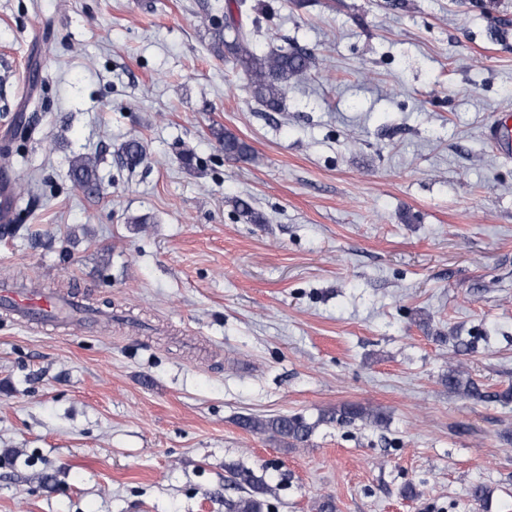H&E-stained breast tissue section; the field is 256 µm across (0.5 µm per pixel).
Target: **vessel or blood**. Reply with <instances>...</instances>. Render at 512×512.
<instances>
[{"instance_id":"obj_1","label":"vessel or blood","mask_w":512,"mask_h":512,"mask_svg":"<svg viewBox=\"0 0 512 512\" xmlns=\"http://www.w3.org/2000/svg\"><path fill=\"white\" fill-rule=\"evenodd\" d=\"M0 309L23 323L38 319L46 323L67 324L83 315V303L78 297L66 301L50 292L15 288L3 281L0 282Z\"/></svg>"}]
</instances>
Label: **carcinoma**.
<instances>
[{
	"label": "carcinoma",
	"instance_id": "obj_1",
	"mask_svg": "<svg viewBox=\"0 0 512 512\" xmlns=\"http://www.w3.org/2000/svg\"><path fill=\"white\" fill-rule=\"evenodd\" d=\"M254 30L243 21L225 23L213 28L210 50L214 56L229 59L248 78L253 98L269 111L279 108L288 91V83L295 78L306 76L311 69L313 57L305 51H280L268 54L257 53L253 46ZM224 154L245 158L250 147L234 133L226 130L222 136ZM71 174L84 190L97 188L98 160L88 155H78L71 163ZM448 390L473 400L486 401L512 399V390L507 389L495 395L485 392L481 385L458 369L448 371ZM362 421L380 426L385 417L361 405L343 406L334 411L324 412L319 419L310 423L301 415H277L273 417H242L239 425L256 433L268 434L291 446L307 445L318 425ZM227 482L240 492L236 498L224 500L226 512H264V497L267 488L261 479L249 469L228 468Z\"/></svg>",
	"mask_w": 512,
	"mask_h": 512
}]
</instances>
